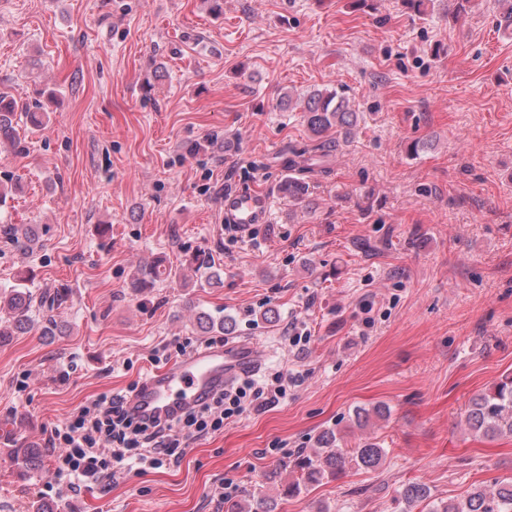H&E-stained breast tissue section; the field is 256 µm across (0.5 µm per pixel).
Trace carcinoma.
<instances>
[{"instance_id":"cac0c4a2","label":"carcinoma","mask_w":512,"mask_h":512,"mask_svg":"<svg viewBox=\"0 0 512 512\" xmlns=\"http://www.w3.org/2000/svg\"><path fill=\"white\" fill-rule=\"evenodd\" d=\"M288 106L301 112V119L309 131L322 138L336 133V138H347L357 126L359 112L349 99L337 89H314L296 99L288 98ZM43 105L16 99L0 92V145L6 143L15 156L27 153V141L20 135V126L32 129L47 122ZM310 183L300 176L293 162H288L280 191L288 196L293 205L308 208ZM0 236L18 249H28L35 241L33 230H21L13 224L0 225ZM211 257L196 252L184 256L180 274L185 283L194 280L203 269L211 268ZM166 259L158 256L139 268L132 278V287L152 288L163 276L169 274ZM70 293L66 288L52 292H36L29 288L28 279L20 277L16 283L0 288V343L16 334H23L32 326L34 312L41 314L42 332L45 336L54 334L58 317L67 308ZM465 426L477 436L494 440L512 436V373L502 375L488 389L472 401L465 416ZM318 450L310 456H301L292 461L298 472L297 479L288 486L292 494L298 493L309 484L319 482L324 476L339 478L349 465L375 470L382 465L386 449L370 440L358 442L348 448L336 434L326 431L317 439ZM18 464L24 468H36L42 464V449L23 445L12 449ZM401 499L408 509L421 504L420 512H512V480L503 481L491 488H477L458 502L435 503L430 500L428 488L422 484L410 483L400 491Z\"/></svg>"}]
</instances>
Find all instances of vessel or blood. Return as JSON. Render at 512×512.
Returning <instances> with one entry per match:
<instances>
[{
    "label": "vessel or blood",
    "mask_w": 512,
    "mask_h": 512,
    "mask_svg": "<svg viewBox=\"0 0 512 512\" xmlns=\"http://www.w3.org/2000/svg\"><path fill=\"white\" fill-rule=\"evenodd\" d=\"M267 194L253 190L225 193L224 218L239 230L264 221ZM261 359L250 342L240 340L202 349L165 369L147 375L129 406L144 419H169L201 404Z\"/></svg>",
    "instance_id": "vessel-or-blood-1"
}]
</instances>
